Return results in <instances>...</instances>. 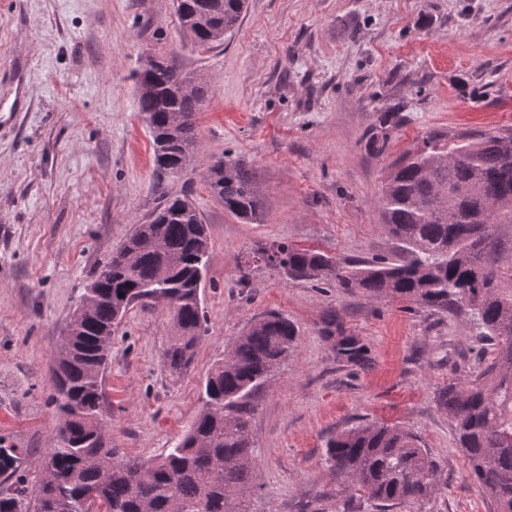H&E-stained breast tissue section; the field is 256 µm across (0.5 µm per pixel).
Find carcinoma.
<instances>
[{"mask_svg":"<svg viewBox=\"0 0 512 512\" xmlns=\"http://www.w3.org/2000/svg\"><path fill=\"white\" fill-rule=\"evenodd\" d=\"M246 0H176L182 34L202 47L232 34ZM144 68L137 86L139 111L162 173L188 170L195 115L205 98L174 89L181 76ZM207 177L224 210L244 221L259 214L249 170L228 163ZM187 193L160 196L147 219L94 276L95 299L75 312L67 346L53 369V400L60 420L47 450L45 474L31 492L22 463L27 449L0 442V512H249L240 507L259 488L250 421L256 398L288 358L299 335L287 317L269 313L251 324L224 360L208 372L203 409L171 450L155 460L119 455L93 436L104 426L102 379L112 330L133 304L170 298L174 336L163 353L172 374L186 370L203 332V277L209 265L206 225ZM388 232L398 245L394 259L349 264L327 253L285 242L253 252L252 263L277 268L292 279L332 282L373 300L401 298L420 310H465L485 345L465 375L437 388L435 401L448 414L455 447L469 477L494 504L512 512V129L487 133L473 143L448 146L431 136L393 165L379 197ZM342 361L365 367L369 351L337 322L326 325ZM338 489L308 502L301 512H389L405 505L422 512L438 490L434 461L417 436L401 426L360 423L326 443Z\"/></svg>","mask_w":512,"mask_h":512,"instance_id":"carcinoma-1","label":"carcinoma"}]
</instances>
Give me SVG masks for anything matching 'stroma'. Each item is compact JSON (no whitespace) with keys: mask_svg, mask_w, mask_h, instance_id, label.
<instances>
[{"mask_svg":"<svg viewBox=\"0 0 512 512\" xmlns=\"http://www.w3.org/2000/svg\"><path fill=\"white\" fill-rule=\"evenodd\" d=\"M155 53L209 89L183 179L156 172L138 107L136 74ZM500 128H512V0H248L209 50L181 36L174 0H0V439L26 449L28 486L57 428L52 366L86 286L160 195L188 181L209 235L205 332L173 375L169 307H130L103 377L113 447L139 460L172 448L213 365L277 311L300 337L252 419V512H298L334 491L326 441L362 421L405 426L427 448L444 484L425 512H493L434 398L482 352L467 315L245 261L278 242L395 257L378 205L391 163L432 135L461 144ZM219 160L253 173L256 221L210 193ZM332 314L369 366L337 359L323 332Z\"/></svg>","mask_w":512,"mask_h":512,"instance_id":"35a3bbf8","label":"stroma"}]
</instances>
